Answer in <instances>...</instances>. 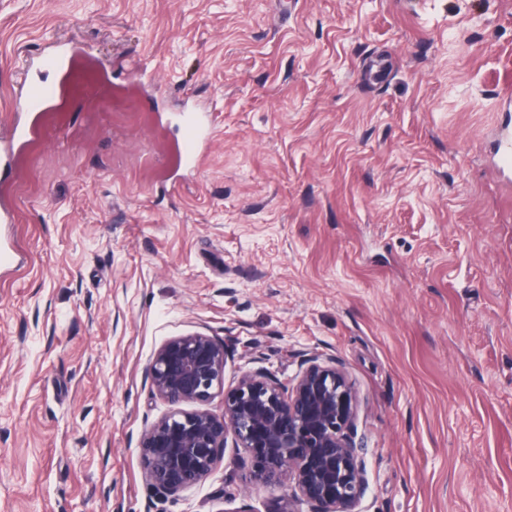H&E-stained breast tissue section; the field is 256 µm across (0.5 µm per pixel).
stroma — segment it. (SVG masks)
I'll return each instance as SVG.
<instances>
[{"instance_id": "obj_1", "label": "stroma", "mask_w": 512, "mask_h": 512, "mask_svg": "<svg viewBox=\"0 0 512 512\" xmlns=\"http://www.w3.org/2000/svg\"><path fill=\"white\" fill-rule=\"evenodd\" d=\"M59 41L48 111L25 68ZM512 0H0V512H266L233 452L178 498L138 443L167 340L233 386L332 355L364 512H512ZM215 132L176 158L184 98ZM23 87L25 91L22 106L28 112H42L55 101L58 95V87L55 83L33 76L26 78ZM495 168L503 178L512 176V131H503L498 135L493 156Z\"/></svg>"}]
</instances>
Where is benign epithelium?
I'll return each mask as SVG.
<instances>
[{"mask_svg":"<svg viewBox=\"0 0 512 512\" xmlns=\"http://www.w3.org/2000/svg\"><path fill=\"white\" fill-rule=\"evenodd\" d=\"M234 351L204 334L177 336L146 370L151 394L173 406L139 441L144 477L168 499L201 482L232 447L247 483L288 485L268 512H363L368 482L355 441L357 399L347 371L332 356L305 358L291 382L263 366L224 389ZM224 392V411L204 408ZM181 404L198 408L183 410Z\"/></svg>","mask_w":512,"mask_h":512,"instance_id":"1","label":"benign epithelium"}]
</instances>
